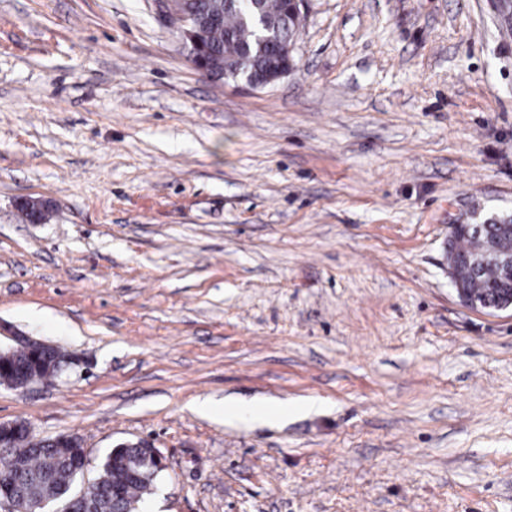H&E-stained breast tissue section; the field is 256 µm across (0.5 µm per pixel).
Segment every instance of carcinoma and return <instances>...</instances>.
Instances as JSON below:
<instances>
[{
	"label": "carcinoma",
	"instance_id": "carcinoma-1",
	"mask_svg": "<svg viewBox=\"0 0 512 512\" xmlns=\"http://www.w3.org/2000/svg\"><path fill=\"white\" fill-rule=\"evenodd\" d=\"M283 0H179L177 20L189 16L200 25V55L213 73L233 68L238 58L248 56L247 73L260 76L272 63L269 42H286L295 36L284 18ZM22 219L45 223L52 217L49 208L21 203ZM512 250V214L496 215L490 221L473 223L460 231L448 247V268L458 270L469 262L483 260L478 270L465 276L462 288L468 301L479 307L512 298V272L503 270L491 250ZM35 342L0 359V369L15 372L27 368L38 371ZM74 456L54 446L30 448L23 441L0 445V478L17 477L15 492L29 500H62L67 497L74 475ZM160 469L141 457L134 448H115L100 462L97 493L83 505V512H138L158 477Z\"/></svg>",
	"mask_w": 512,
	"mask_h": 512
}]
</instances>
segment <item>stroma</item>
<instances>
[{
    "label": "stroma",
    "mask_w": 512,
    "mask_h": 512,
    "mask_svg": "<svg viewBox=\"0 0 512 512\" xmlns=\"http://www.w3.org/2000/svg\"><path fill=\"white\" fill-rule=\"evenodd\" d=\"M305 15L255 89L160 0H0V348L72 359L0 421L90 479L150 441L147 512H512V311L448 278L450 225L512 212V37L493 0ZM288 401L280 402L278 404L266 407L258 408L254 405L245 404H234L224 409V418L230 420L242 419L245 417L261 418V417H272L288 415Z\"/></svg>",
    "instance_id": "35a3bbf8"
}]
</instances>
